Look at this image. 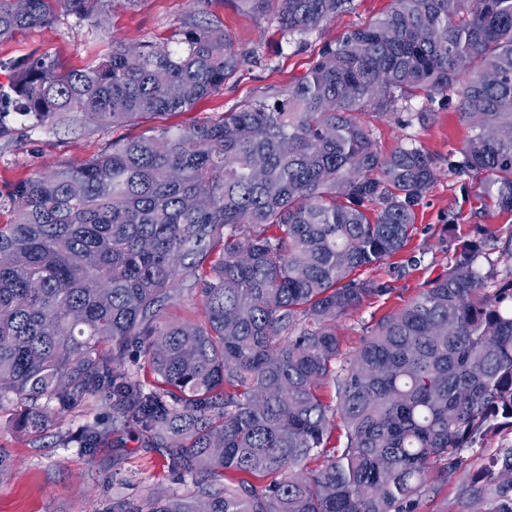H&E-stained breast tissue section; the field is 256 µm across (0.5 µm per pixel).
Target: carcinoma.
I'll return each instance as SVG.
<instances>
[{
  "instance_id": "cac0c4a2",
  "label": "carcinoma",
  "mask_w": 512,
  "mask_h": 512,
  "mask_svg": "<svg viewBox=\"0 0 512 512\" xmlns=\"http://www.w3.org/2000/svg\"><path fill=\"white\" fill-rule=\"evenodd\" d=\"M26 2L0 0V41L108 0ZM238 2L302 38L352 0ZM392 2L286 87L16 186L0 224V400L24 406L36 441L40 401L104 399L110 422L83 425V448L141 432L194 480L113 512H414L432 472L512 430V278L493 281L473 244L343 356L340 321L389 291L356 271L406 246L436 179L420 147L382 154L374 122L401 101L457 100L473 135L452 169L512 211V0ZM184 44L115 41L67 71L12 62L0 140L19 119L105 133L187 112L245 60L212 23ZM194 291L204 320L167 321ZM480 503L512 512V441L469 480L464 507Z\"/></svg>"
}]
</instances>
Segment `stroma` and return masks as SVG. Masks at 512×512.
I'll return each instance as SVG.
<instances>
[{
	"instance_id": "1",
	"label": "stroma",
	"mask_w": 512,
	"mask_h": 512,
	"mask_svg": "<svg viewBox=\"0 0 512 512\" xmlns=\"http://www.w3.org/2000/svg\"><path fill=\"white\" fill-rule=\"evenodd\" d=\"M391 6V0H353L348 11L324 23L301 46L282 38L272 18L241 9L236 0H110L100 19L61 11L51 25L1 41L0 76L9 74L10 63L22 58L44 57L80 69L110 51L113 40L175 45L186 23L205 18L222 24L235 49L256 53L259 61L243 64L223 90L191 111L154 115L105 133L51 132L17 122L12 143L0 142V224L13 218L9 201L20 181L78 165L110 150L115 140L140 136L153 127L214 118L255 99L267 86L288 85L306 72L326 44L382 17ZM422 111L430 112L429 121H415V113ZM471 134L458 121L454 105L440 98L399 103L394 118L378 122L376 141L382 153L420 146L434 158L437 180L417 208L406 247L360 270L361 279L387 284L390 290L373 296L342 321L344 353H354L368 326L410 303L429 280L443 273L455 243L473 240L488 254L499 240L512 236V212L500 210L479 180L457 175L450 167ZM19 412L15 403L0 402V512H112L117 498L136 505L150 496L184 495L193 489L191 477L171 471L167 451L147 447L140 434L115 433L93 453L78 448L72 438L82 425L110 416L100 401L87 400L63 411L35 444L18 429ZM505 441V436L495 435L482 447L464 449L460 469L435 475L416 512H461L466 481Z\"/></svg>"
}]
</instances>
